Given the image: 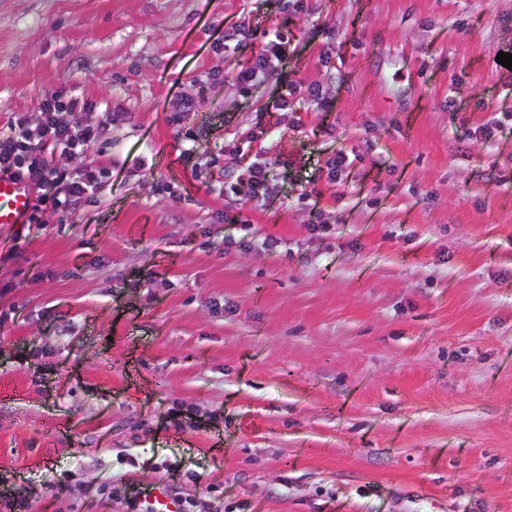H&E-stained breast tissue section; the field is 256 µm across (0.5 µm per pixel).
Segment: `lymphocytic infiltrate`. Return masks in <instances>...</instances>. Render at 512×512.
<instances>
[{
	"instance_id": "f902f5d3",
	"label": "lymphocytic infiltrate",
	"mask_w": 512,
	"mask_h": 512,
	"mask_svg": "<svg viewBox=\"0 0 512 512\" xmlns=\"http://www.w3.org/2000/svg\"><path fill=\"white\" fill-rule=\"evenodd\" d=\"M281 4L283 21L270 24L256 17L236 22L232 25L235 43H228L221 37L212 44L213 51L234 56L236 64L231 87L240 97L250 98L272 72L281 74L276 92L261 108L266 122L247 133L243 143L225 145L223 162H212L204 171L209 190L224 198L237 194V173L241 170L249 175L250 201L262 204L280 196L281 172L289 168L291 162L269 156L260 147L271 128L269 116L293 111L297 100L302 98L323 112L332 111L334 107L333 102L320 95L318 87L304 84L286 68L287 63L297 57L287 19L309 11L307 0H281ZM86 107V102L76 97L51 96L41 101L36 126L16 120L0 127V175L25 180L36 194L27 219L30 227H43L46 213L66 215L80 203H93L104 179L111 175L110 169L103 165L74 173L55 163L60 151L90 149L111 140L112 129L107 120L92 124L65 120V113L81 112Z\"/></svg>"
}]
</instances>
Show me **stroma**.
<instances>
[{
  "label": "stroma",
  "mask_w": 512,
  "mask_h": 512,
  "mask_svg": "<svg viewBox=\"0 0 512 512\" xmlns=\"http://www.w3.org/2000/svg\"><path fill=\"white\" fill-rule=\"evenodd\" d=\"M250 13L280 19L276 0H0V126L75 93L71 120L112 124L105 152L57 157L111 167L97 203L19 240L0 226V477L22 475L31 512H127L158 463L195 457L196 512H512V186L485 181L512 175V129L481 134L512 113V0H315L294 18L300 76L335 108L302 103L264 141L293 163L284 200L248 213L277 263L210 247L242 237L216 214L247 200V173L234 203L195 176L277 87L244 99L209 78L232 70L213 31ZM180 98L214 127L189 156L165 120ZM339 148L363 163L314 236L299 194ZM378 160L395 170L363 196Z\"/></svg>",
  "instance_id": "stroma-1"
}]
</instances>
